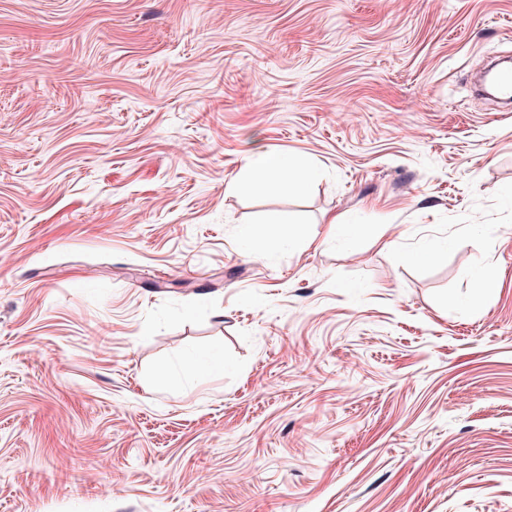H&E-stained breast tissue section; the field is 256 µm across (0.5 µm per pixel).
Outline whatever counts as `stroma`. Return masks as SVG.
<instances>
[{"label": "stroma", "mask_w": 512, "mask_h": 512, "mask_svg": "<svg viewBox=\"0 0 512 512\" xmlns=\"http://www.w3.org/2000/svg\"><path fill=\"white\" fill-rule=\"evenodd\" d=\"M501 56L512 0H0V512H512ZM288 157L274 152L259 151L250 164L247 180L258 186H275L281 189L301 191L308 185L312 171L309 165H302L292 182H284L281 176L288 169Z\"/></svg>", "instance_id": "stroma-1"}]
</instances>
